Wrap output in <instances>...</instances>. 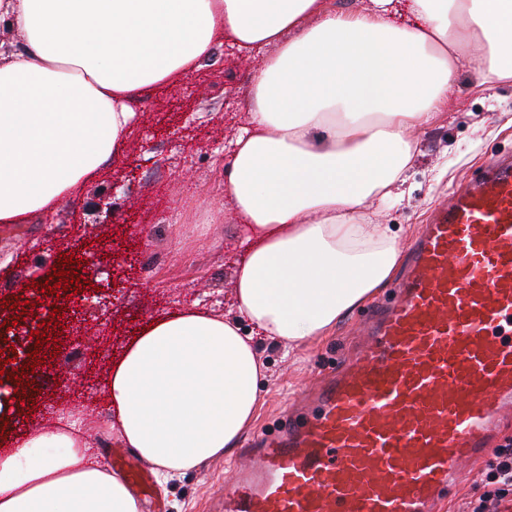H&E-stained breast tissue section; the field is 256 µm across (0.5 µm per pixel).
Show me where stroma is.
Masks as SVG:
<instances>
[{
  "label": "stroma",
  "mask_w": 512,
  "mask_h": 512,
  "mask_svg": "<svg viewBox=\"0 0 512 512\" xmlns=\"http://www.w3.org/2000/svg\"><path fill=\"white\" fill-rule=\"evenodd\" d=\"M271 53L268 47L241 52L225 42L181 83L144 89L135 107L140 124L103 176L61 200L54 212L0 232V320L12 322L18 311L25 319L35 315L15 299L31 284L45 283L66 252L81 261L84 279L112 286L99 302L71 295L59 340L41 348L46 363L19 378L30 391L9 386L0 393V448L41 431L60 413L82 412L84 434L94 436L96 452L110 460L119 442L101 391L112 354L148 320L195 302L233 315L244 245L241 225L224 215V163L248 120L251 79ZM473 81L460 74L447 114L410 132L420 153L408 172L405 199L376 213L401 242L415 237L432 205L512 152V83L488 99L473 90ZM108 238L120 246L117 261H85L88 242ZM367 312L364 305L353 308L331 336L288 358L275 342H258L266 379L253 433L272 428L287 401L353 351ZM238 462V454L221 456L155 487L153 499H140L141 512H160V503L161 512H216Z\"/></svg>",
  "instance_id": "1"
}]
</instances>
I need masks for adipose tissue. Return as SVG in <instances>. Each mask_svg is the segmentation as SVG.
Returning a JSON list of instances; mask_svg holds the SVG:
<instances>
[{
	"label": "adipose tissue",
	"mask_w": 512,
	"mask_h": 512,
	"mask_svg": "<svg viewBox=\"0 0 512 512\" xmlns=\"http://www.w3.org/2000/svg\"><path fill=\"white\" fill-rule=\"evenodd\" d=\"M24 35L0 60V224H23L98 179L149 86L198 70L216 44L274 52L254 75L225 193L246 230L236 314L191 305L151 320L116 355L113 436L158 482L230 453L258 418L254 337L286 351L330 335L401 259L372 204L399 202L411 128L448 107L461 70L512 82V0H0ZM61 416L0 453V512H139ZM41 456H33V449Z\"/></svg>",
	"instance_id": "obj_1"
}]
</instances>
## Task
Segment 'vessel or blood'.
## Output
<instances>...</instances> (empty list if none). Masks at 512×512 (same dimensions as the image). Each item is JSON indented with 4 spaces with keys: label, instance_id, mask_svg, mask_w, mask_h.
Returning <instances> with one entry per match:
<instances>
[{
    "label": "vessel or blood",
    "instance_id": "obj_1",
    "mask_svg": "<svg viewBox=\"0 0 512 512\" xmlns=\"http://www.w3.org/2000/svg\"><path fill=\"white\" fill-rule=\"evenodd\" d=\"M361 351L247 449L220 512H431L512 412V156L438 204Z\"/></svg>",
    "mask_w": 512,
    "mask_h": 512
}]
</instances>
